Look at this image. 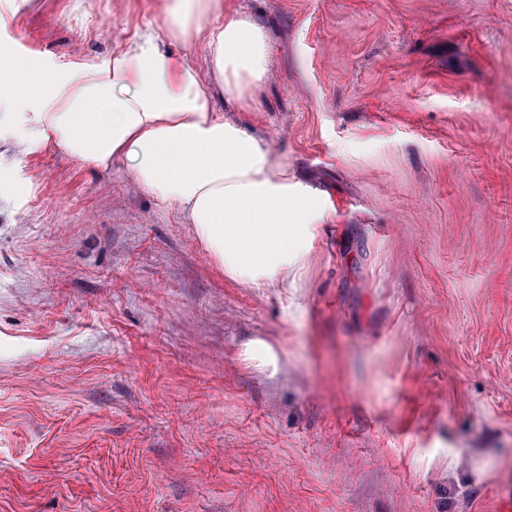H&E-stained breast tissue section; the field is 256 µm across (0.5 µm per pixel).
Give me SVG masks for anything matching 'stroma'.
<instances>
[{"mask_svg": "<svg viewBox=\"0 0 512 512\" xmlns=\"http://www.w3.org/2000/svg\"><path fill=\"white\" fill-rule=\"evenodd\" d=\"M228 112L327 206L295 274H222L124 164L0 133V512H495L512 498V0H228ZM160 0H0L65 69ZM262 340L276 368L246 353Z\"/></svg>", "mask_w": 512, "mask_h": 512, "instance_id": "35a3bbf8", "label": "stroma"}]
</instances>
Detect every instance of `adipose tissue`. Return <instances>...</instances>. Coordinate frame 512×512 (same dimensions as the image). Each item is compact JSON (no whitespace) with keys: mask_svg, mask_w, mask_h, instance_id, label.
I'll use <instances>...</instances> for the list:
<instances>
[{"mask_svg":"<svg viewBox=\"0 0 512 512\" xmlns=\"http://www.w3.org/2000/svg\"><path fill=\"white\" fill-rule=\"evenodd\" d=\"M202 38L207 71L174 64L158 41ZM270 48L224 0H165L159 32L111 60L58 71L0 42V126L24 115L28 150L55 149L96 169L122 162L142 191L173 204L220 270L253 284L288 271L325 207L214 106L250 111Z\"/></svg>","mask_w":512,"mask_h":512,"instance_id":"obj_1","label":"adipose tissue"}]
</instances>
